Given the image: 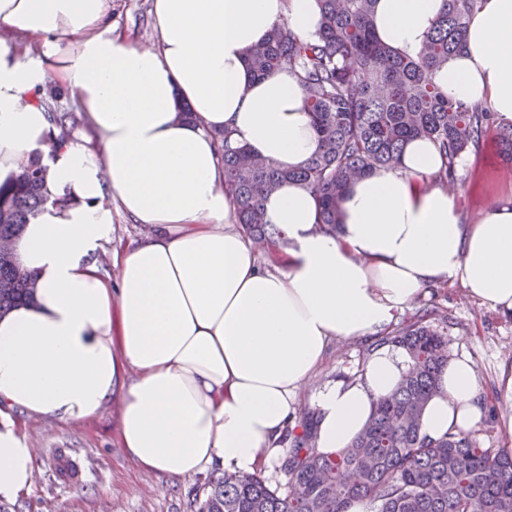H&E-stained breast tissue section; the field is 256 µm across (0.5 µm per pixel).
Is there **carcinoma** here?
<instances>
[{"mask_svg": "<svg viewBox=\"0 0 512 512\" xmlns=\"http://www.w3.org/2000/svg\"><path fill=\"white\" fill-rule=\"evenodd\" d=\"M317 38H300L286 22L250 50L257 78L281 69L294 72L311 115L318 149L301 167L283 170L270 159L221 136L224 191L236 223L256 241L287 242L286 231L267 223L263 198L285 181L310 188L318 202L319 229L336 233L339 203L348 184L382 169H396L406 144L429 139L442 164L435 178L458 180L462 155L479 147L485 132L512 150V123H495L482 102L464 104L445 96L434 73L467 42L468 21L478 0H445L433 32L416 58L400 56L375 36L376 0H319ZM61 94L44 105L64 131L89 125L84 113L61 112ZM43 168L26 165L9 187L0 186V237H19L46 203ZM33 278L19 258L0 256V314L27 300ZM435 311L419 308L407 324L380 344L404 348L411 364L397 388L376 405L356 440L331 456L316 451L312 418L303 415L302 433L290 430L292 453L281 469L288 474L280 494L258 477L221 473L209 481L198 512H346L364 499L374 512H512V455L484 448L470 435L449 433L430 439L421 416L448 364V342Z\"/></svg>", "mask_w": 512, "mask_h": 512, "instance_id": "carcinoma-1", "label": "carcinoma"}]
</instances>
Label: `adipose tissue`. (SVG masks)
<instances>
[{
    "label": "adipose tissue",
    "instance_id": "obj_1",
    "mask_svg": "<svg viewBox=\"0 0 512 512\" xmlns=\"http://www.w3.org/2000/svg\"><path fill=\"white\" fill-rule=\"evenodd\" d=\"M443 0H377L374 26L418 57ZM158 41L140 47L108 0H0V185L22 162L47 168V203L17 244L33 303L0 316V500L34 484V451L14 415L80 423L118 405V440L140 468L181 481L206 466L255 476L283 453L300 389L331 341L383 329L423 288L460 282L512 314V206L476 224L430 178L427 139L401 164L353 182L337 233L316 227L308 187L283 183L264 209L288 233L271 253L226 218L218 138L291 169L318 142L299 79L254 78L248 54L277 24L318 31V0H152ZM68 89L90 121L65 135L39 98ZM434 80L448 98L485 101L512 120V0H479L465 48ZM189 105L195 120L181 117ZM148 227L100 254L114 215ZM410 358L388 344L360 377L315 401L316 447L346 448ZM484 406L469 356L449 361L422 415L432 439L469 433Z\"/></svg>",
    "mask_w": 512,
    "mask_h": 512
}]
</instances>
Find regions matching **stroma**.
Listing matches in <instances>:
<instances>
[{"label": "stroma", "mask_w": 512, "mask_h": 512, "mask_svg": "<svg viewBox=\"0 0 512 512\" xmlns=\"http://www.w3.org/2000/svg\"><path fill=\"white\" fill-rule=\"evenodd\" d=\"M152 0H109L112 18L134 43L152 44ZM453 194L463 224H475L495 207L512 205V155L503 150L494 131H487L478 152L463 155ZM447 315L448 354L472 357L479 398L488 409L477 426L483 447L512 446L502 427V377L512 373V315L480 305L462 284L440 283L417 300ZM375 335L339 340L329 345L319 371L298 395L299 413H314L315 396L323 385L355 379L366 361ZM116 408L93 420L56 424L25 419L23 431L35 448L36 481L30 492L6 502L7 512H196L217 466L194 477L172 481L137 467L120 447L115 432ZM69 475H62V468Z\"/></svg>", "instance_id": "1"}]
</instances>
